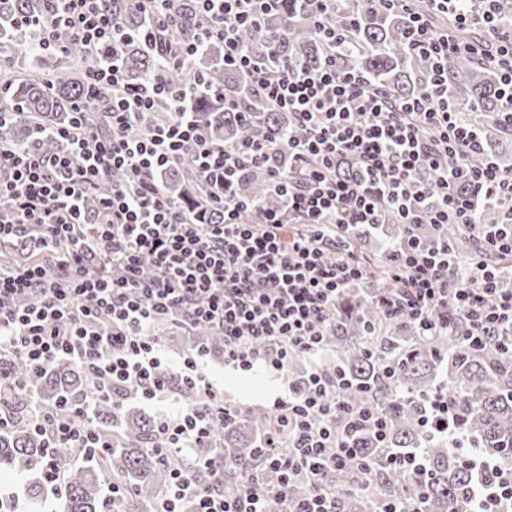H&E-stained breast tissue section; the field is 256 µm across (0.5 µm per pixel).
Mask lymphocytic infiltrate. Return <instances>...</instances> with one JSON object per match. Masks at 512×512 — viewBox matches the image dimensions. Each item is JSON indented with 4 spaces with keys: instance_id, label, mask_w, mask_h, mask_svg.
Listing matches in <instances>:
<instances>
[{
    "instance_id": "1",
    "label": "lymphocytic infiltrate",
    "mask_w": 512,
    "mask_h": 512,
    "mask_svg": "<svg viewBox=\"0 0 512 512\" xmlns=\"http://www.w3.org/2000/svg\"><path fill=\"white\" fill-rule=\"evenodd\" d=\"M195 42L178 35L176 0H141L147 24L141 36L156 50L166 78L129 85L119 68H96L89 80L110 90L107 132L90 121V106L76 103L69 125L53 135L62 151L0 143V239L35 231L45 263L15 266L0 261V389H18L13 359L34 372L66 365L81 368L92 390L63 400L58 411L38 413L35 429L49 442L89 458L103 442L91 418L97 403L122 407L127 398L151 405L180 400L172 415L157 419L153 449L176 454L180 464L157 512H266L271 493L265 470L283 482H304L303 499L284 501L281 512H337L330 475L350 463L370 473L348 439L354 424L385 435L378 408L356 409L339 398L336 365L325 363L324 339L336 321L337 303L370 276L368 264L346 241L362 227L396 215L405 237L383 256L393 293L380 297L384 315L414 322L435 336L464 319L463 345L482 348L496 340L512 347V288L504 287L497 256H512V174L494 163L475 165L486 138L448 96L452 54L471 56L495 69L501 110L496 125L512 131V28L504 0H429L458 28L479 26L494 50L459 41L413 11L411 0H379L408 17V47L429 61L425 99L391 98L364 75L341 70L336 57L346 28L335 21L337 0H197ZM306 13L322 47V61L302 65L287 50L289 23ZM284 24L271 30L268 16ZM21 36L42 51L65 53L70 42L87 50L112 49L127 34L101 0H45L36 15L19 17ZM255 30L273 47L264 57L245 48L240 32ZM224 45V64L246 75L248 87L276 109L289 112L295 134L262 132L215 144L201 137L186 102L197 80L172 72L210 42ZM286 155L287 166L277 162ZM198 171L208 203L224 212L205 224L191 206L166 196L156 175L181 159ZM353 160L359 175L340 177L337 162ZM266 169L283 199L278 213L237 197L239 173ZM124 183L103 197L94 218L83 211L108 172ZM502 207L500 223L481 221ZM460 225L478 249L458 265L448 242L421 244L422 225ZM182 328L208 324L223 338L225 368L262 367L286 379L272 402L262 469L242 473L233 490L224 484V454L215 429L237 415L208 372L210 350L199 344L170 364L157 322ZM301 378L286 375L296 360ZM458 454L474 481L470 512H512V466Z\"/></svg>"
}]
</instances>
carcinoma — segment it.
I'll return each instance as SVG.
<instances>
[{"label": "carcinoma", "mask_w": 512, "mask_h": 512, "mask_svg": "<svg viewBox=\"0 0 512 512\" xmlns=\"http://www.w3.org/2000/svg\"><path fill=\"white\" fill-rule=\"evenodd\" d=\"M105 8L130 34L114 57H90L82 44L72 42L68 50L53 59L41 53H27L24 61L15 50L24 44L12 27L22 15L43 10V0H0V89L3 104L20 113L17 121L0 129V140L11 145H24L35 134V125L61 127L72 118V104L77 101L102 99L93 96L86 73L93 65L116 63L129 84H138L159 69L155 54L137 38L143 14L136 0H104ZM180 16L179 36L193 41L198 32L195 0H177ZM354 14L356 25L351 45L339 55V65L356 69L372 83L390 90L398 99L420 97L429 78L425 60L412 56L406 44L407 17L403 13L383 9L374 0H345L336 6V24L345 15ZM290 46L299 60L315 66L321 49L312 25L305 16L296 18L290 32ZM207 72L224 83V88L239 91L243 78L224 69V51L220 43L207 45L190 60L185 71ZM499 77L467 57H448V94L454 102L466 100L474 107L468 115L471 122L487 127L496 119L499 108ZM246 108L256 122L250 125L232 112L224 111L223 99L212 93L201 94L190 105V118L197 128L215 142L226 139L241 141L261 131L291 128L288 114L270 108L264 99L249 94ZM123 172L115 170L102 182L97 196L87 200V214L93 215L97 197L112 192V186L123 183ZM197 174L188 160L164 172L161 187L169 196L195 204ZM244 199L257 202L269 210L280 207L270 191L267 173L262 169L247 171L236 188ZM448 243L457 258L466 261L476 246L455 224L444 229ZM389 282L381 266L373 269L371 278L346 293L327 346L336 354V365L350 380L342 390V398L353 407L374 404L384 411L388 430L385 442L376 441L364 426L349 433L351 445L361 455L378 459L385 453L419 450L425 457L429 482L416 489L413 477L395 468L377 467L369 489L375 499L349 487L348 475L336 476L338 512H373L388 502L418 512H468L471 475L456 457L448 438L432 436L422 429L419 420L426 408L425 398L436 389L448 387V398L458 418V439L487 456L512 466V351L496 341L477 351L462 346L465 330L463 319L455 321L448 332L426 338L415 326L404 320H388L380 310L376 297L389 293ZM205 343L213 355L221 356V338L204 327L190 329L188 343ZM391 366L395 375L388 378L384 369ZM13 375L28 385L40 404L55 407L64 394L80 395L89 389L86 375L76 367L60 366L34 374L20 359L13 360ZM0 410L11 414V423L0 432V465L6 471L27 476L30 495L43 499L41 467L46 454V441L31 425L26 399L9 390L0 391ZM270 412L260 408L246 409L238 417L217 429L224 450L228 480L240 472L259 466V435ZM96 425L112 447L103 449L101 461L84 466L74 464V450L54 449L53 463L63 474V512H112V500L101 494L104 475L132 490V496L117 505L121 512H155L160 493L168 483L170 466L162 463L150 449L154 419L138 412L112 413V403H101L95 409ZM273 487L268 512H280L282 498L297 499L304 494L301 484L282 487L277 476L266 474Z\"/></svg>", "instance_id": "1"}]
</instances>
